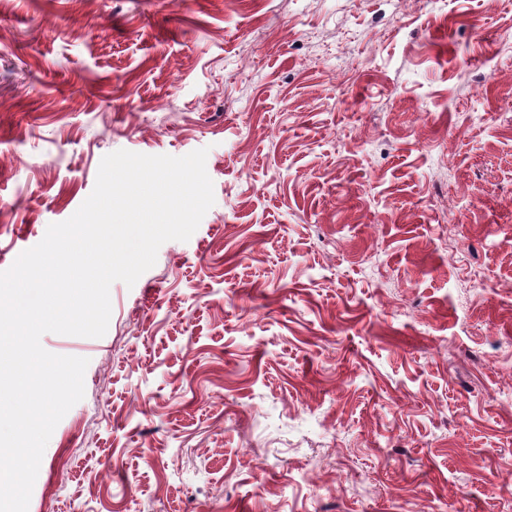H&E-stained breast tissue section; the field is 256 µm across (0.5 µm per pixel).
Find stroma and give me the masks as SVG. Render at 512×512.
<instances>
[{"mask_svg":"<svg viewBox=\"0 0 512 512\" xmlns=\"http://www.w3.org/2000/svg\"><path fill=\"white\" fill-rule=\"evenodd\" d=\"M201 148L28 512H512V0H0V271Z\"/></svg>","mask_w":512,"mask_h":512,"instance_id":"obj_1","label":"stroma"}]
</instances>
